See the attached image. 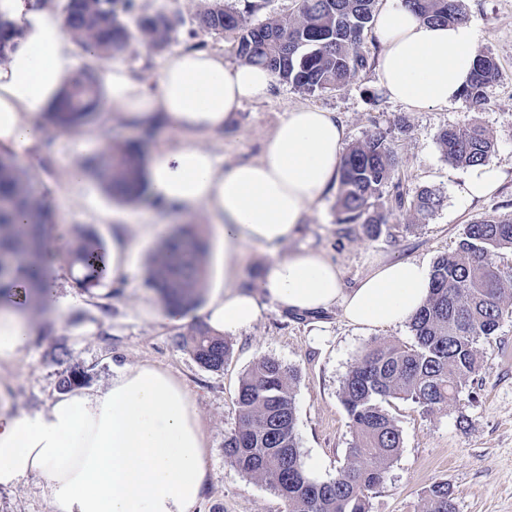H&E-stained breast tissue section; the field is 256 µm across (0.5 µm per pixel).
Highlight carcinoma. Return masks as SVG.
<instances>
[{"label":"carcinoma","instance_id":"obj_1","mask_svg":"<svg viewBox=\"0 0 512 512\" xmlns=\"http://www.w3.org/2000/svg\"><path fill=\"white\" fill-rule=\"evenodd\" d=\"M226 7L221 0L200 16V25L215 34H236V55L263 65L279 80L300 90L331 92L342 88L369 65L359 52L372 25L376 0H296L292 17H273L257 24L248 17L262 8L260 0H240ZM421 18L441 23L461 20L462 0H404ZM134 0H65L69 33L79 44H95L107 54L125 48L134 38L155 49L172 38L174 21L164 13L132 18ZM18 36L16 25L0 13V61ZM499 77L488 52L478 55L470 84L461 99L467 110L480 112L486 88ZM98 75L91 67L71 80L63 99L48 112V122L67 130L91 123L98 115ZM451 163L470 167L487 162L493 140L476 120L453 125L437 135ZM146 157L132 145H108L100 155L86 156L80 167L100 178L104 192L121 203L147 195ZM392 142L372 134L345 154L339 175L336 223L358 224L363 235L377 240L390 230L389 218L409 207L423 222L443 206L445 196L423 189L407 198L394 180ZM387 196L385 211L372 199ZM52 214L37 192L30 172L15 153L0 148V299L20 288L24 302H38L44 270L52 258L44 249ZM512 250V215L486 214L465 225L458 250L438 257L430 270L426 304L410 319L414 344L398 340L373 342L350 367L341 387V401L353 429L348 462L329 480L310 477L301 460L295 433L294 386L297 371L262 355L242 377L237 394L239 426L224 440L228 463L251 480L263 482L285 502L286 512H365L368 494L379 487L397 456L401 432L383 408L389 398L411 399L429 410L454 403L472 376L482 369L478 343L491 341L506 317L512 316V264L494 261ZM101 245L90 230L78 231L63 260L79 271L77 287L88 292L100 286L107 272L97 265ZM208 237L196 227H179L163 240L148 267L161 300L184 310L195 308L208 277ZM176 344L188 350L204 369H224L228 343L200 322ZM88 373L69 368L58 378L66 391ZM423 512H456L448 483H433Z\"/></svg>","mask_w":512,"mask_h":512}]
</instances>
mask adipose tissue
I'll list each match as a JSON object with an SVG mask.
<instances>
[{
    "label": "adipose tissue",
    "instance_id": "ef3b65f1",
    "mask_svg": "<svg viewBox=\"0 0 512 512\" xmlns=\"http://www.w3.org/2000/svg\"><path fill=\"white\" fill-rule=\"evenodd\" d=\"M0 10L19 30L0 63L1 146L39 152L38 115L89 62L100 71L103 113L122 112L137 125L181 136L179 146L154 156L147 177L157 206L186 220L208 216L212 236L224 247V289L204 309L215 333L252 327L263 297L297 315L337 307L350 324L369 329L404 322L423 305L430 277L423 261L381 264L348 288L322 255L279 251L338 179L347 133L335 113L293 109L258 159L224 169L194 139L222 132L244 102L263 98L277 80L269 68L185 49L163 61L149 90L98 50L77 47L65 15L51 5L0 0ZM374 31L383 46L379 80L392 99L415 110L458 100L476 63L472 26L431 24L401 0H385ZM252 246L269 252L259 295L232 274ZM30 334L17 310L0 309V366L16 360ZM211 475L208 441L188 388L149 362L116 368L106 387L61 393L44 410L0 412V487L42 478L51 512H201Z\"/></svg>",
    "mask_w": 512,
    "mask_h": 512
}]
</instances>
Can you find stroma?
Instances as JSON below:
<instances>
[{
  "label": "stroma",
  "mask_w": 512,
  "mask_h": 512,
  "mask_svg": "<svg viewBox=\"0 0 512 512\" xmlns=\"http://www.w3.org/2000/svg\"><path fill=\"white\" fill-rule=\"evenodd\" d=\"M147 13L167 12L176 31L162 50L138 42L114 52L112 59L131 70L147 88H154L157 69L167 54L199 48L236 59L233 35L200 29L197 17L214 0H136ZM463 20L477 32L475 52L496 59L501 76L486 89L487 105L479 118L495 142L488 159L500 169L502 182L491 195L466 202L456 189L465 170L448 161L437 143L440 130L463 123L462 103L410 110L392 101L380 85L375 66L351 77L335 92L307 94L277 83L261 100L244 103L223 133L197 139L222 166L258 158L273 129L299 106H316L336 113L344 124L348 145L383 132L393 143L396 176L408 196L420 190H440L445 201L428 222L403 210L394 218L392 235L368 240L360 227L341 235L336 222V192L313 203L294 239L284 251L306 247L323 254L340 269L347 286H355L375 266L389 261L418 259L433 263L457 249L463 228L482 215L512 214V0H463ZM406 131H398V122ZM50 154L25 166L50 193L53 212L47 238L57 256L48 272L61 310L27 311L29 342L17 360L0 368V405L13 413L45 409L57 396V379L65 366L87 370L89 388L106 387L112 369L143 362L172 372L189 388L203 422L212 458V477L204 492V512H286L280 496L264 483L251 481L224 456V439L238 424L237 390L243 375L263 355L297 369L296 434L303 463L317 462L316 479L326 480L347 462L353 443L348 414L339 398L341 382L365 348L375 341L397 338L412 342L408 323L384 329L348 324L340 310L296 319L260 302L261 316L249 329L229 336L230 355L223 371L202 368L174 342L200 321L199 309L183 312L180 322L155 321L151 308L158 297L146 284L150 256L159 242L152 228L175 224L172 214L155 211L152 201L138 203L133 220H124L128 207L101 191L95 176L79 185L64 180L67 167L85 156L101 153L105 137L120 143L138 139L139 131L124 113L98 116L78 129L45 126ZM93 229L104 242L113 235L134 238L138 250L121 262L103 286L85 293L75 288L62 258L73 227ZM66 362H59L60 348ZM484 368L452 407L429 412L412 400L392 399L384 407L402 434V447L387 470L385 481L366 501V512H422L428 487L444 481L456 512H512V318L505 319L492 342L484 344ZM0 512H49L44 482L28 478L10 489L0 488Z\"/></svg>",
  "instance_id": "stroma-1"
}]
</instances>
